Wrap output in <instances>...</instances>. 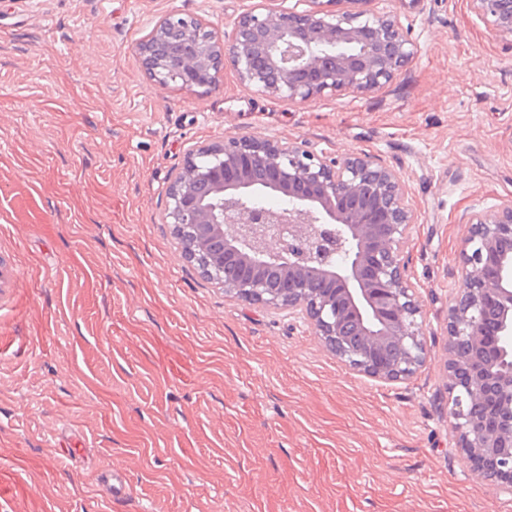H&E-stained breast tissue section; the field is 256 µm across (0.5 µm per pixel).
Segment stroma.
<instances>
[{
  "label": "stroma",
  "mask_w": 512,
  "mask_h": 512,
  "mask_svg": "<svg viewBox=\"0 0 512 512\" xmlns=\"http://www.w3.org/2000/svg\"><path fill=\"white\" fill-rule=\"evenodd\" d=\"M305 0H0V512H512L467 479L443 386L464 214L512 204V42L469 0H371L417 46L371 93L304 102L232 70L159 85L171 9L216 36ZM378 156L410 186L403 252L430 358L377 384L306 327L226 297L162 217L198 146L241 133ZM129 474L104 497L102 465Z\"/></svg>",
  "instance_id": "obj_1"
}]
</instances>
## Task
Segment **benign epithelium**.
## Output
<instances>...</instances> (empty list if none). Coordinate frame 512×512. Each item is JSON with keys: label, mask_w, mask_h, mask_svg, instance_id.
Returning <instances> with one entry per match:
<instances>
[{"label": "benign epithelium", "mask_w": 512, "mask_h": 512, "mask_svg": "<svg viewBox=\"0 0 512 512\" xmlns=\"http://www.w3.org/2000/svg\"><path fill=\"white\" fill-rule=\"evenodd\" d=\"M306 2L301 11L243 12L221 39L172 11L135 53L164 86L210 90L231 68L290 101L373 92L412 63L398 15L371 12V0ZM470 4L512 39V0ZM258 191L288 207L259 205ZM166 195L164 220L183 257L204 253L200 271L225 296L302 320L372 381H408L426 366L425 314L403 256L416 224L411 192L375 156L245 133L189 152ZM464 221L444 347L449 433L466 475L512 496V204Z\"/></svg>", "instance_id": "benign-epithelium-1"}]
</instances>
